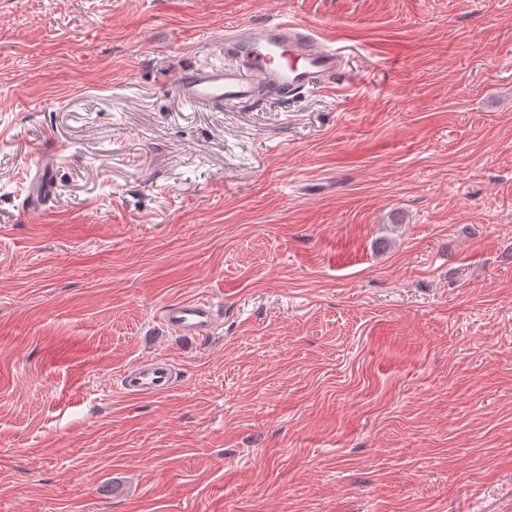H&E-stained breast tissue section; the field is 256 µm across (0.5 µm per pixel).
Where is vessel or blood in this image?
<instances>
[{
	"label": "vessel or blood",
	"instance_id": "vessel-or-blood-1",
	"mask_svg": "<svg viewBox=\"0 0 512 512\" xmlns=\"http://www.w3.org/2000/svg\"><path fill=\"white\" fill-rule=\"evenodd\" d=\"M344 80L339 52L321 42L307 24L250 22L225 28L220 64L183 67L175 89L195 105L219 111L331 89ZM56 159V150L40 151L26 173L22 206L30 218H42L49 211L56 190ZM159 319L177 335L203 337L214 332L219 312L208 301L192 299L165 305ZM175 380L171 363L149 361L124 371L120 389L134 397L153 395L172 389Z\"/></svg>",
	"mask_w": 512,
	"mask_h": 512
}]
</instances>
